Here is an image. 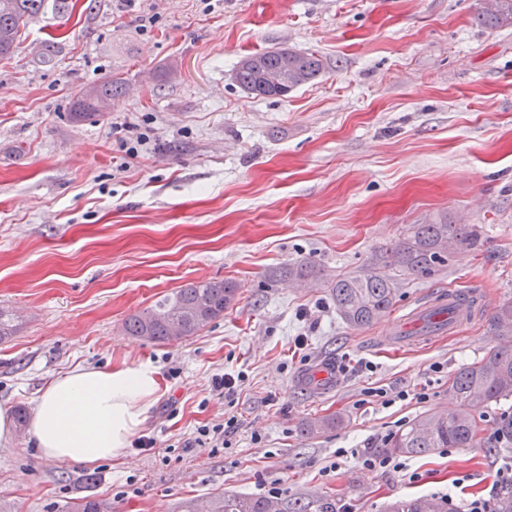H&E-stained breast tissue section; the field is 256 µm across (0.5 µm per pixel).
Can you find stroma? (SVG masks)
I'll use <instances>...</instances> for the list:
<instances>
[{
  "mask_svg": "<svg viewBox=\"0 0 512 512\" xmlns=\"http://www.w3.org/2000/svg\"><path fill=\"white\" fill-rule=\"evenodd\" d=\"M478 0H79L46 10L0 60V309L18 316L0 342V402L32 415L49 382L76 367L148 365L161 388L141 435L118 458H44L18 426L0 446V512H62L78 496L112 512H178L221 492L315 498L385 512L396 498L484 494L512 445L491 447L512 399L479 408L481 443L452 455L397 454L417 482L336 460L384 448L423 413L445 410L451 374L494 342L490 314L429 343L390 348L391 316L348 328L329 285L367 266L406 225L476 224L478 248L411 281L402 312L438 292L512 300V27L486 28ZM155 25H140L143 11ZM52 64L36 62L46 40ZM314 50L317 80L278 100L242 92V56ZM122 73L111 112L71 117L79 91ZM149 142L138 156L121 140ZM311 258L313 287L278 278ZM199 280L238 299L171 344L126 321ZM306 337L298 346L297 337ZM324 361L340 379L304 380ZM244 374L235 393L216 374ZM409 391L384 403L376 390ZM426 391L425 400L416 392ZM339 418L314 437L303 426ZM235 419L231 448L190 447L202 425Z\"/></svg>",
  "mask_w": 512,
  "mask_h": 512,
  "instance_id": "stroma-1",
  "label": "stroma"
}]
</instances>
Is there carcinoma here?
<instances>
[{"instance_id":"obj_1","label":"carcinoma","mask_w":512,"mask_h":512,"mask_svg":"<svg viewBox=\"0 0 512 512\" xmlns=\"http://www.w3.org/2000/svg\"><path fill=\"white\" fill-rule=\"evenodd\" d=\"M45 0H0V59L18 48L21 30L36 21ZM477 21L489 28L512 25V0H480ZM325 70L323 57L313 51L275 48L243 57L234 81L247 94L285 97L317 80ZM123 79L113 75L80 91L73 104L76 117L112 110L122 95ZM475 224H409L402 237L369 267L343 275L331 283V297L343 323L361 329L388 314L405 282L428 277L464 249L480 244ZM299 284L314 281V263L303 259L280 271ZM238 286L231 281L202 280L190 283L133 315L125 323L132 336L170 343L196 335L224 314L237 299ZM493 335L512 339V302L495 313ZM448 391L457 405L450 411L437 410L411 422L389 438L387 447L398 452L422 455L437 448H470L480 432L475 408L490 406L512 397V345H496L478 361L456 371L448 379ZM336 426L333 418L311 419L303 431L317 435ZM207 512H322L315 501L290 506L269 498L221 493L205 501ZM65 512H112V504L91 495L77 498ZM387 512H448V504L434 496L396 500Z\"/></svg>"}]
</instances>
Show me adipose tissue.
<instances>
[{"instance_id": "obj_1", "label": "adipose tissue", "mask_w": 512, "mask_h": 512, "mask_svg": "<svg viewBox=\"0 0 512 512\" xmlns=\"http://www.w3.org/2000/svg\"><path fill=\"white\" fill-rule=\"evenodd\" d=\"M159 387L157 372L145 365L75 368L39 397L29 423L32 442L43 457L59 461L124 455Z\"/></svg>"}]
</instances>
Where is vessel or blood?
<instances>
[{
	"label": "vessel or blood",
	"mask_w": 512,
	"mask_h": 512,
	"mask_svg": "<svg viewBox=\"0 0 512 512\" xmlns=\"http://www.w3.org/2000/svg\"><path fill=\"white\" fill-rule=\"evenodd\" d=\"M487 306L486 295L481 291L441 293L397 322L393 334L398 341H407L410 332L426 322L431 326V335L443 336L480 314Z\"/></svg>",
	"instance_id": "b4317fda"
}]
</instances>
